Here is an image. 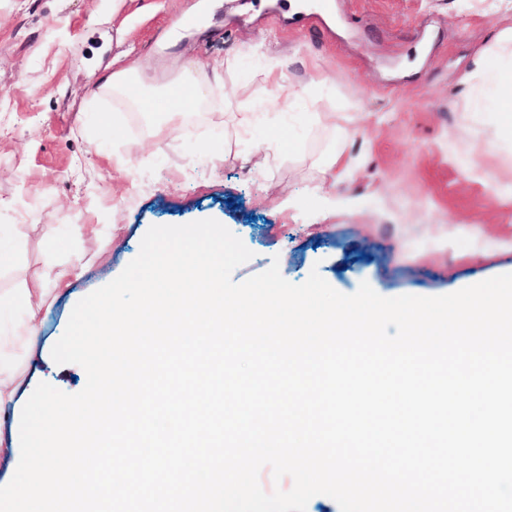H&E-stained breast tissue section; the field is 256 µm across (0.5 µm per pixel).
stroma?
<instances>
[{
  "label": "stroma",
  "instance_id": "35a3bbf8",
  "mask_svg": "<svg viewBox=\"0 0 512 512\" xmlns=\"http://www.w3.org/2000/svg\"><path fill=\"white\" fill-rule=\"evenodd\" d=\"M288 2L0 0V251L13 256L0 331L23 289L44 291L0 407V486L38 383L86 385L81 366L51 356L74 306L122 272L150 226L219 221L253 253L237 283L275 262L294 284L315 269L340 293L365 281L393 298L512 273V124L466 111L458 84L498 19L475 0H340L318 25L314 0ZM135 61L146 87L181 77L216 110L148 138L141 112L99 88ZM240 112L256 117L246 136ZM282 128L288 145L263 157ZM337 150L357 167L334 183L324 166ZM326 196L339 200L329 216ZM437 234L497 247L424 250Z\"/></svg>",
  "mask_w": 512,
  "mask_h": 512
}]
</instances>
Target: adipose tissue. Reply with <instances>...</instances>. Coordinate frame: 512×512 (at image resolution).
Returning a JSON list of instances; mask_svg holds the SVG:
<instances>
[{
  "label": "adipose tissue",
  "mask_w": 512,
  "mask_h": 512,
  "mask_svg": "<svg viewBox=\"0 0 512 512\" xmlns=\"http://www.w3.org/2000/svg\"><path fill=\"white\" fill-rule=\"evenodd\" d=\"M495 56L501 63L499 69L492 70L484 63L485 56ZM459 83L466 99V109L479 112L483 109L485 95H492L493 110L501 121H512V25L499 28L491 41L476 57L470 69L460 77ZM38 303L34 292L24 291L21 314L10 335L0 336V401L9 399L10 393L3 384L9 376L13 362L12 351L20 340L32 335V322L37 314Z\"/></svg>",
  "instance_id": "ef3b65f1"
}]
</instances>
